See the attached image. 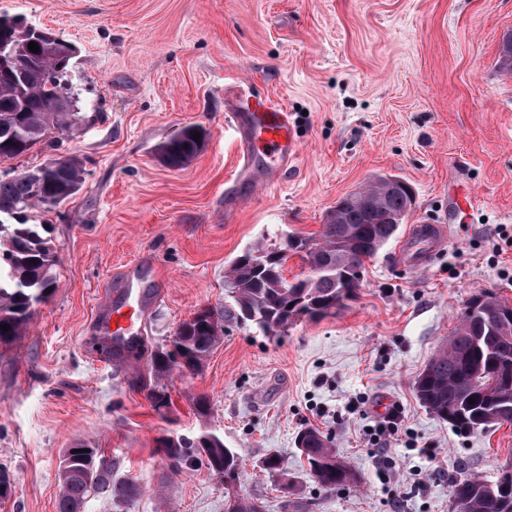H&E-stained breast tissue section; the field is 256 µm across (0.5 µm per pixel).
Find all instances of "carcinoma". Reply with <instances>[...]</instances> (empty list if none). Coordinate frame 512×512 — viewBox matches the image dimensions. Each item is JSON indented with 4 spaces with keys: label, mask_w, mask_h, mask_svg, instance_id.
Masks as SVG:
<instances>
[{
    "label": "carcinoma",
    "mask_w": 512,
    "mask_h": 512,
    "mask_svg": "<svg viewBox=\"0 0 512 512\" xmlns=\"http://www.w3.org/2000/svg\"><path fill=\"white\" fill-rule=\"evenodd\" d=\"M18 45L23 62L20 77L10 68H0V162L27 153L40 143L48 150L59 148L61 136L74 130L82 119L76 111L78 100L68 79L72 58L69 46L54 58H45L28 48L40 40L20 29L3 31ZM500 72L512 75V34L502 40ZM62 97L67 110L46 107L48 98ZM199 128H181L160 148L163 161L173 167L185 166L201 152L204 143L194 140ZM85 170L77 155H50L39 167L20 172H0V344H10L26 329L34 306L55 287L52 268L56 250L44 236L46 225L28 223L27 212L39 207L51 211L77 194L84 184ZM414 202L412 186L398 179L377 178L362 192L337 202L320 231V238L298 239L302 260L315 265L318 273L308 280L288 284L285 265L288 251L260 242L237 256L225 271L230 304L222 312L196 315L181 323L171 349L157 351L152 358L155 376L176 367L187 371L200 368L220 335L224 322H249L265 333L277 334L305 316L322 319L338 313L360 288L365 262L388 244L406 222ZM512 311L507 299L490 295L486 301L475 296L467 304L452 336L414 381L419 402L437 418L459 431L485 429L482 414L499 411L497 424L512 423V322L509 334L500 326L502 310ZM473 403H468V400ZM300 456L307 470L325 491L334 492L358 483V476L345 458L338 455L331 440L308 427ZM210 444L198 448L191 441H169L166 456L178 463L194 451L203 455L209 468L229 482L238 474L242 460L224 446V440L209 435ZM97 449L84 453L64 450L59 467L60 493L57 512H81L89 492L109 490L130 499L137 494L133 485L112 488L100 471ZM453 500L462 512H512V482L487 483L475 475L457 479ZM227 512H267L260 497L237 498Z\"/></svg>",
    "instance_id": "1"
}]
</instances>
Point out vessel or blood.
I'll return each instance as SVG.
<instances>
[{
    "label": "vessel or blood",
    "instance_id": "vessel-or-blood-1",
    "mask_svg": "<svg viewBox=\"0 0 512 512\" xmlns=\"http://www.w3.org/2000/svg\"><path fill=\"white\" fill-rule=\"evenodd\" d=\"M224 104L227 108L224 121L235 133L243 170L259 173L267 184H277L282 173L300 155L292 112L286 104L246 81L225 85ZM449 241L447 225H410L398 250V259L408 269H422ZM159 300V294L140 290L129 293L126 302L106 306L101 325L104 346L117 354L124 352Z\"/></svg>",
    "mask_w": 512,
    "mask_h": 512
}]
</instances>
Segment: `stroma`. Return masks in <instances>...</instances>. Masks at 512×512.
Here are the masks:
<instances>
[{"label":"stroma","instance_id":"35a3bbf8","mask_svg":"<svg viewBox=\"0 0 512 512\" xmlns=\"http://www.w3.org/2000/svg\"><path fill=\"white\" fill-rule=\"evenodd\" d=\"M0 16L73 46L84 120L62 151L85 165L77 195L31 214L51 227L56 286L25 335L0 346V512H57L60 458L81 445L113 485L140 490L91 493L84 512H225L254 496L269 512H452L456 479L498 480L512 425L459 431L413 385L473 295L512 301V75L497 67L512 0H0ZM237 77L294 108L301 141L281 183L255 192L236 178L224 125V82ZM191 124L206 132L201 153L166 165L159 147ZM389 175L414 188L410 223L451 231L426 270L398 263L390 241L337 315L278 336L227 323L198 371L155 380L151 356L178 325L223 310L236 255L318 238L338 200ZM457 190L471 201L463 214ZM143 256L141 284L161 301L121 358H103L98 312ZM158 382L169 396L159 409L148 396ZM381 403L402 422L375 445ZM304 427L331 438L358 485L314 482L295 443ZM206 433L242 459L234 480L196 453L172 467L161 450ZM271 454L301 498L264 471Z\"/></svg>","mask_w":512,"mask_h":512}]
</instances>
